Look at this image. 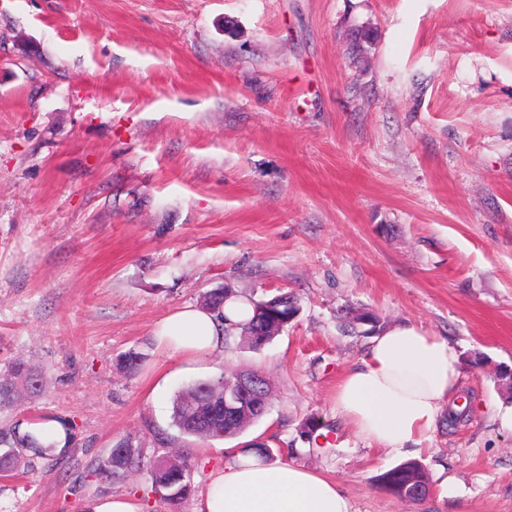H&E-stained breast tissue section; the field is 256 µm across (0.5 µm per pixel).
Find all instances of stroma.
Returning <instances> with one entry per match:
<instances>
[{"mask_svg": "<svg viewBox=\"0 0 512 512\" xmlns=\"http://www.w3.org/2000/svg\"><path fill=\"white\" fill-rule=\"evenodd\" d=\"M214 288L301 310L257 350L159 348L156 324ZM360 310L461 358L469 417L411 455L420 503L377 483L411 456L336 414L372 340L346 325ZM18 359L43 390L0 427L65 419L74 440L0 477V512H198L252 440L341 482L353 512H512V0H0V374ZM225 368L268 379L267 415L178 435L177 392ZM312 419L328 437L306 439ZM123 438L145 469L91 476ZM174 455L192 490L172 503L147 466ZM90 512H141L135 500L126 496H112L95 502Z\"/></svg>", "mask_w": 512, "mask_h": 512, "instance_id": "35a3bbf8", "label": "stroma"}]
</instances>
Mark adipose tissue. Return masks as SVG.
Masks as SVG:
<instances>
[{
  "mask_svg": "<svg viewBox=\"0 0 512 512\" xmlns=\"http://www.w3.org/2000/svg\"><path fill=\"white\" fill-rule=\"evenodd\" d=\"M249 301L234 297L222 313L185 306L167 315L156 334L163 347L194 361L224 348L226 323L248 320ZM459 355L443 337L412 325L375 336L336 387V413L371 445L402 451L432 431L454 408L461 382ZM199 512H351L335 479L293 462L232 456L209 482Z\"/></svg>",
  "mask_w": 512,
  "mask_h": 512,
  "instance_id": "ef3b65f1",
  "label": "adipose tissue"
}]
</instances>
